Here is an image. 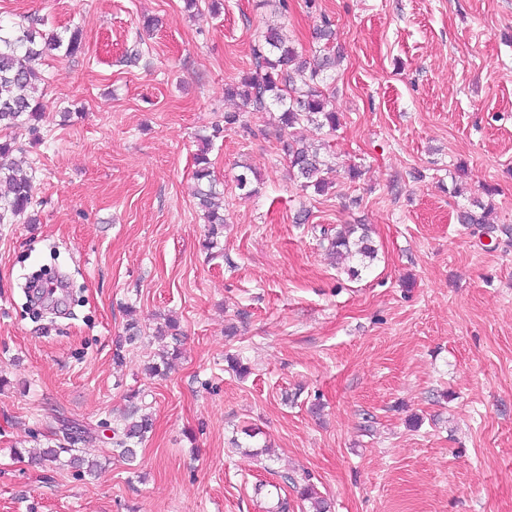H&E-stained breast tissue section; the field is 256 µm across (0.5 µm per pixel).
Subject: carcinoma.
<instances>
[{
    "label": "carcinoma",
    "mask_w": 512,
    "mask_h": 512,
    "mask_svg": "<svg viewBox=\"0 0 512 512\" xmlns=\"http://www.w3.org/2000/svg\"><path fill=\"white\" fill-rule=\"evenodd\" d=\"M63 45L69 56L80 51V32L75 30L64 40L57 35L47 37L32 24L18 29L0 26V130L24 126L33 140L40 139V122L45 109L39 94V83L43 81L39 64L47 51ZM252 58V68L237 81L226 85L224 94L241 100L246 109L277 107L282 127L290 130L288 139L282 141V151L303 179V187L311 188L317 194L327 191L333 184L331 162L321 156L319 149L296 139L292 130L304 124L326 127L332 132L336 130L339 118L336 112L327 109V76L324 75L333 64L331 57L326 56L318 66L309 68L291 42L278 29L270 28L263 39L253 45ZM221 132L223 129L216 126L213 134L201 138L203 147L196 154L193 172L195 197L207 224L203 241L207 250L218 247L219 239L224 236V214L220 213L218 203L221 192L216 190L208 158L212 141ZM16 149V139L0 140V182L7 186V192L0 196V224H11L25 217L33 203L32 179L4 163ZM487 215L486 205L477 201L473 207L459 211L458 220L489 234L494 227L489 225ZM320 233L336 259L354 262L346 268L351 277L359 276L361 269L377 258V249L363 224H348L334 234L322 228ZM138 398L136 391L129 395L127 417L121 426L112 429V451L130 464L136 462L137 448L153 428L152 417L136 404ZM69 427L76 428L78 436L66 447L61 443L47 446L42 450L41 460L56 462L61 454L69 452L72 467L84 466L92 470L94 464L73 453V446L84 441L86 430L75 422L62 421L61 428Z\"/></svg>",
    "instance_id": "1"
}]
</instances>
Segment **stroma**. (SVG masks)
Instances as JSON below:
<instances>
[{"mask_svg":"<svg viewBox=\"0 0 512 512\" xmlns=\"http://www.w3.org/2000/svg\"><path fill=\"white\" fill-rule=\"evenodd\" d=\"M30 15L83 49L47 52L42 140L11 156L35 221L0 224V512H311L305 483L330 512H512V0H0V23ZM324 15L341 125L303 134L334 187L302 191L275 108L243 113L210 154L226 224L204 250L194 155L238 110L225 84L271 25L313 57ZM476 198L492 234L457 221ZM343 224L378 250L355 279L320 240ZM134 390L154 427L129 465ZM62 416L95 474L38 460ZM140 393L134 391L128 398L130 402V410L127 413L124 423L121 427L112 429V451L117 456L133 464L137 460V448L142 444L146 435L153 428V419L147 413H142V406H138L135 402L139 398Z\"/></svg>","mask_w":512,"mask_h":512,"instance_id":"35a3bbf8","label":"stroma"}]
</instances>
